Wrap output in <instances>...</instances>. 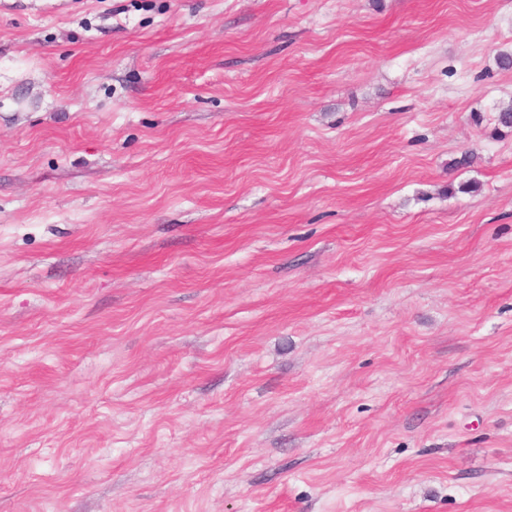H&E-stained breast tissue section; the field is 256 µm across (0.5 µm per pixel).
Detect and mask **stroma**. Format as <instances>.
<instances>
[{"mask_svg": "<svg viewBox=\"0 0 512 512\" xmlns=\"http://www.w3.org/2000/svg\"><path fill=\"white\" fill-rule=\"evenodd\" d=\"M512 0H0V512H512Z\"/></svg>", "mask_w": 512, "mask_h": 512, "instance_id": "35a3bbf8", "label": "stroma"}]
</instances>
